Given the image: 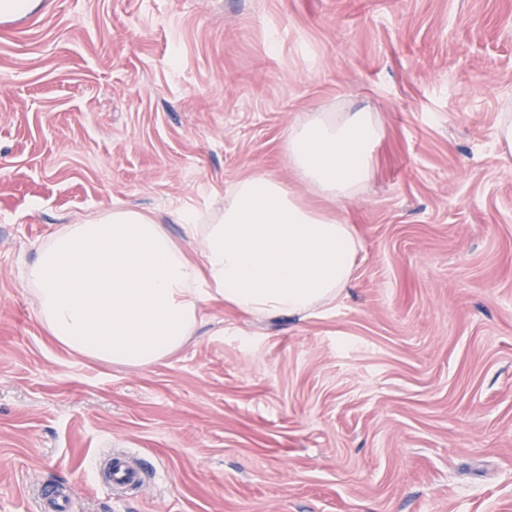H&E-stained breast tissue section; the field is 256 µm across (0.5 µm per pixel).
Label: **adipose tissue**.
Segmentation results:
<instances>
[{"label": "adipose tissue", "instance_id": "1", "mask_svg": "<svg viewBox=\"0 0 512 512\" xmlns=\"http://www.w3.org/2000/svg\"><path fill=\"white\" fill-rule=\"evenodd\" d=\"M383 136L363 111L293 123L288 164L306 194L253 173L209 223L172 211L185 231L180 243L159 218L119 206L62 227L30 271L42 325L76 355L142 366L180 349L203 323L205 303L292 316L345 298L361 236L343 206L371 179ZM190 248L201 263L187 258Z\"/></svg>", "mask_w": 512, "mask_h": 512}]
</instances>
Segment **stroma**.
Instances as JSON below:
<instances>
[{"label":"stroma","mask_w":512,"mask_h":512,"mask_svg":"<svg viewBox=\"0 0 512 512\" xmlns=\"http://www.w3.org/2000/svg\"><path fill=\"white\" fill-rule=\"evenodd\" d=\"M512 0H41L0 24V512H512ZM364 110L385 137L346 208L348 297L220 301L144 366L70 353L37 245L128 206L214 215L289 125ZM151 473L127 494L107 449ZM40 512H68L71 510L69 499L61 496L56 490H43L36 498Z\"/></svg>","instance_id":"35a3bbf8"}]
</instances>
